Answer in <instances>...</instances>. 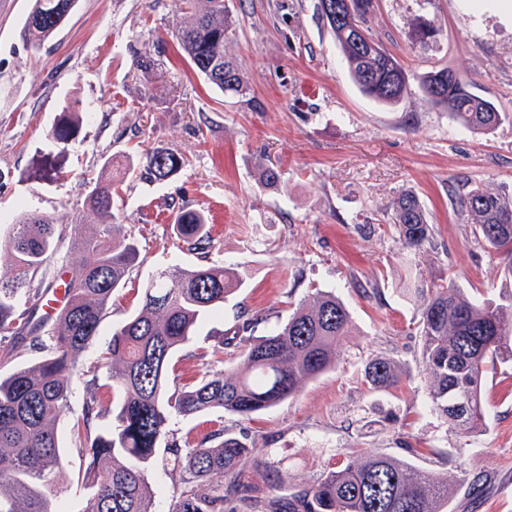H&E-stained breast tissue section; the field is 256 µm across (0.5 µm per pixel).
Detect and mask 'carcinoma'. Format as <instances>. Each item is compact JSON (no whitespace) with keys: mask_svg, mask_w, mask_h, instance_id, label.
Listing matches in <instances>:
<instances>
[{"mask_svg":"<svg viewBox=\"0 0 512 512\" xmlns=\"http://www.w3.org/2000/svg\"><path fill=\"white\" fill-rule=\"evenodd\" d=\"M332 14L320 11L360 92L381 104L396 105L408 87V74L397 56L374 36L369 18L375 0H331ZM77 0H32L23 36L35 48L52 40L73 13ZM182 22L175 38L192 67L225 93L248 92L237 60L225 47L232 21L224 0H178ZM436 29L420 19L412 24L411 44L423 49ZM425 100L442 107L456 123L480 131L495 129L502 114L469 89V82L447 67L431 69L420 80ZM79 113L61 112L52 130L65 143L76 132ZM181 158L163 150L145 155L125 174L152 182L170 178ZM121 182L108 172L87 197L98 230L74 242L77 257L69 279L43 284V269L63 233L55 219L25 213L0 249L11 258V274L0 275V335L33 336L41 357L0 377V512H70L56 506L60 461L57 423L68 408L73 378L81 372L83 352L93 343L114 292L139 262L135 244L114 237V196ZM476 235L492 248L512 253V194L473 185L460 199ZM178 240L197 250L208 243L207 217L201 210H181L175 222ZM389 226L403 247L420 251L432 244L419 196L409 191L392 205ZM246 273L235 264H204L162 270L145 288L141 308L112 336L102 364L112 380V424L96 428L103 406L94 401L72 424V435L89 457L86 497L78 512H152L153 490L147 470L165 435L168 418L196 416L220 409L249 418L292 397L301 384L336 365L344 337L352 327L350 312L331 291L316 290L277 329L266 336H244L254 319L221 337L212 353L236 352L229 371L203 377L164 396L172 356L190 340L196 326L232 291L243 287ZM63 286L66 299L55 315L33 318L41 288ZM31 296L25 310L20 295ZM422 302L417 325L423 372L432 409L461 436L485 425L482 384L488 368L512 362V296L475 302L453 280L414 289ZM361 382L387 392L401 383L397 362L369 357ZM220 439L216 445L215 439ZM261 449L218 429L201 438L184 456L176 441L166 445L168 461L187 474L171 512H442L448 503V478L423 473L399 458L363 452L327 472L288 486L268 503L251 486L230 478L239 462ZM226 478L211 494L202 481Z\"/></svg>","mask_w":512,"mask_h":512,"instance_id":"1","label":"carcinoma"}]
</instances>
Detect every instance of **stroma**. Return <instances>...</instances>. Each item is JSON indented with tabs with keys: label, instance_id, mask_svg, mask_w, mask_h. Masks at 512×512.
<instances>
[{
	"label": "stroma",
	"instance_id": "obj_1",
	"mask_svg": "<svg viewBox=\"0 0 512 512\" xmlns=\"http://www.w3.org/2000/svg\"><path fill=\"white\" fill-rule=\"evenodd\" d=\"M318 0H226V34L249 87L230 96L197 74L174 32L176 0H78L53 43L37 50L21 37L31 0H0V238L21 211L43 213L63 228L46 265L60 277L75 259L71 241L95 230L85 200L104 170L124 176L128 158L168 150L183 157L161 182L124 177L114 203L115 235L135 241L139 264L117 292L84 372L75 376L62 438L57 502L78 507L85 459L70 437L72 416L86 403L111 405L100 358L113 331L137 310L141 292L170 266L233 263L248 279L220 311L197 327L172 361L170 385L230 370L232 356L210 350L217 335L257 317L252 333L267 335L313 289L335 291L353 325L336 365L307 380L293 398L245 419L217 410L171 416L167 439L190 449L217 429L257 441L263 452L238 466L261 498L278 496L266 478L287 484L316 477L364 449L409 461L447 477L454 487L445 512H512V363L483 382L486 427L462 437L432 411L416 323L420 303L404 281L453 278L470 298L512 293L506 254L476 239L460 197L474 184L512 193V0H377L369 25L396 54L408 93L386 106L351 81ZM430 20L438 33L427 50L412 48L409 24ZM151 61L149 73L137 59ZM450 67L503 115L492 132L455 125L428 104L419 85L431 67ZM79 106L83 123L58 144L51 130L60 113ZM57 174L39 179L37 162ZM281 179L261 186L262 167ZM415 192L434 242L419 254L403 249L390 229L392 204ZM209 215L211 243L190 251L174 243L178 210ZM393 357L409 379L379 396L360 381L367 357ZM158 450L147 471L155 512H170L184 472ZM479 486L469 487L472 476Z\"/></svg>",
	"mask_w": 512,
	"mask_h": 512
}]
</instances>
